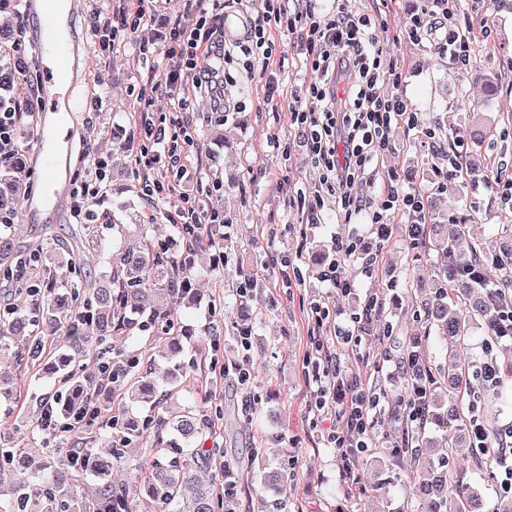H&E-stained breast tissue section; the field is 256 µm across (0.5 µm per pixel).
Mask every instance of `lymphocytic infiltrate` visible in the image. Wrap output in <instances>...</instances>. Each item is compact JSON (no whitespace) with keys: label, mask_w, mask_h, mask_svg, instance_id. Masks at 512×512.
<instances>
[{"label":"lymphocytic infiltrate","mask_w":512,"mask_h":512,"mask_svg":"<svg viewBox=\"0 0 512 512\" xmlns=\"http://www.w3.org/2000/svg\"><path fill=\"white\" fill-rule=\"evenodd\" d=\"M293 2V9L288 10L277 0H262L261 12L249 20L247 40L240 51L252 72L270 63V29L292 35L302 47L311 77L294 93L290 120L302 130L308 155L320 172L311 204L321 207L334 202L348 222L363 217L371 233L382 242L393 233L386 213H406L411 222L405 227V237L417 240L423 222L419 191L388 186L377 200L368 203L353 192L357 183H374L377 165L391 149L393 123L414 122L407 100L397 91L402 72L383 65V51L377 40L378 17L348 11L343 0L329 9L320 0ZM145 18L142 6L133 11L92 10L89 23L98 55L111 57L118 46L130 40L146 47ZM223 34V26L204 8L188 9L170 29L163 77L147 80L135 94L140 118L130 146L135 151L133 174L139 192L148 200L170 204V221L182 229V243L187 248L200 240L205 225L224 221L223 213L201 208L188 173L187 159L196 140L190 132L184 88L189 81L197 89L223 93L222 75L206 63ZM403 36L416 45H434L439 55L462 65L469 63L474 52L475 36L458 28L448 0H425L421 13L411 18ZM34 68L35 62L27 57L21 41L0 46V165L19 152L18 130L23 117L36 115L35 103L42 87L30 79ZM387 78L394 86L390 93L382 89ZM159 98L169 101L168 115L155 114L153 106ZM157 164L164 166L167 178L149 177V170ZM378 402L373 389L338 369L314 394L311 409L315 417L332 415L341 422L340 427L328 432L327 440L337 449L345 475H352L356 461L374 446L369 415ZM469 434L474 451L495 453L503 461L512 458V424L493 437L486 423L474 417Z\"/></svg>","instance_id":"1"}]
</instances>
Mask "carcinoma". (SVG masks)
Returning <instances> with one entry per match:
<instances>
[{
    "mask_svg": "<svg viewBox=\"0 0 512 512\" xmlns=\"http://www.w3.org/2000/svg\"><path fill=\"white\" fill-rule=\"evenodd\" d=\"M23 163L17 156L0 167V211H13L21 193L17 174ZM475 216H465L452 229L443 224H424L416 248L435 258L438 266L454 271L452 284L439 279L422 303L429 329L448 341L452 350L463 343L470 330L479 327L492 335L493 307L487 292L458 270L476 263H487L501 272L504 282L512 283V243L497 248L473 247L467 254L456 251V238L462 236ZM117 232L135 238L138 244L119 253L112 270L96 284L75 282L67 273L89 263V256L80 247L42 254L38 250H19L10 233L0 230V276L9 274L20 260L40 274L26 280L19 297L28 304L10 306L11 314L0 318V351L17 347L15 359H32L19 342L35 339L48 348L42 371L59 374L66 387L63 402L53 405V416L62 421L75 412L93 413L103 393H119L130 406L146 407L157 403L153 382L139 372V362L108 358L102 361L98 374L84 372V361L95 356L94 345L110 348L113 339L133 331L168 336V363L165 379L176 385L186 374L182 361V327L175 324L171 311L153 303V296L162 292L176 303L191 299V291L180 288L183 276L171 254L154 242L145 224H119ZM410 378L408 391L424 407L422 420L406 431L401 445L392 450V457L407 456L430 459L442 444L453 447L466 426L460 403L461 393L474 382L469 366L460 361L448 368V374L430 375L421 368L419 359L407 364ZM0 405L31 408L32 402L13 382L11 371L0 366ZM224 419V407L215 402L205 410H187L180 416L146 415L134 418L123 409L112 412L108 421L113 430L107 453L98 452L87 441L81 447L65 443L66 433L55 434V444L46 451L43 462L31 469L18 448L0 447V470L16 472L11 486L8 512H131L123 490L113 486L111 458L131 448L150 444L152 454L149 473L144 480V512L174 506L173 512H234L235 495L224 494L223 481H201L199 474L225 469L224 448L217 442L210 446L180 448L165 440L169 430L189 442L213 434L216 424ZM446 429L442 440L429 435L426 425ZM261 449H253L249 471L267 486L284 487L282 470L259 461ZM419 471L429 478L426 493L418 504V512H483L478 487L461 475L448 472L440 465ZM92 474L96 484L82 496L73 493L70 476L75 471Z\"/></svg>",
    "mask_w": 512,
    "mask_h": 512,
    "instance_id": "1",
    "label": "carcinoma"
}]
</instances>
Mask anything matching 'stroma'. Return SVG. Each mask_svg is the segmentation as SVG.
Segmentation results:
<instances>
[{
    "instance_id": "1",
    "label": "stroma",
    "mask_w": 512,
    "mask_h": 512,
    "mask_svg": "<svg viewBox=\"0 0 512 512\" xmlns=\"http://www.w3.org/2000/svg\"><path fill=\"white\" fill-rule=\"evenodd\" d=\"M185 0H170L165 10L149 13L146 33L153 41L149 53H140L137 45L118 48L111 59L97 58L93 40H85L82 49L88 58L90 77L74 88L82 101L99 97L112 104L111 109L76 115V129L70 142L69 173L73 188H80L88 171L80 163L81 155L105 157L120 164L122 177L111 181L104 195L93 198L89 207L101 228L102 249L93 265L82 271L85 280L107 270L122 242L113 237L115 224H146L153 238L172 240L178 232L169 223L166 204H154L134 187L130 171L131 157L118 146L131 137L136 116L129 98L132 84L160 73L164 66L165 38L183 11ZM349 9L375 13L386 20L390 31L403 29L412 16L420 13L424 0H345ZM463 31L480 32L489 26L490 38L481 39L471 67L461 69L435 51L407 43L382 41L385 62L402 70L405 79L401 91L415 113L414 127L400 124L392 129V150L379 165L378 177L402 190L429 189L432 183L447 182L441 194L433 223L453 224L459 217L476 213L483 222L475 226L473 238L491 245L512 236V203L487 188L485 181L498 176L512 178V9L493 11L488 0H462L456 14ZM273 58H284L279 78L282 91L267 99L265 80L260 74H246L240 60L224 61L226 74L234 79L225 94L242 107L228 116L226 124L216 121L220 113L207 93L189 95V118L199 149L188 158V170L197 179V196L204 209L224 211L229 223L224 228V251L229 259L219 264L216 250L202 242L182 252L183 269L197 295L195 302L176 305L173 313L189 329L184 339L185 360L191 365L184 383L168 400H161L159 413L169 405L203 409L206 401L223 403L224 420L216 428V437L230 460V481L239 491L236 512H265L273 493L254 481L243 461L249 449L261 448L272 465H285L287 495L282 512H416V486L408 461L395 462L391 451L402 437L406 423L392 403H382L371 414V437L377 444L372 454L360 458L355 470L365 487L363 494L352 496L339 469L336 449L327 443V433L336 426L333 417L312 424L310 401L316 388L308 376L304 360L312 347L310 306L329 296L320 280V271L307 259L310 247L331 250L333 238L359 235L360 259L348 262L347 272L355 288L347 297L335 300L336 323L349 326V317L366 295L377 294L384 312L375 318L358 346L337 345L330 333L321 338L336 355L343 373L357 376L385 388L389 393L405 390L406 374L402 362L404 335L425 330L419 306L424 296L419 282L438 276L427 255L407 243L403 224L408 216L392 213L397 229L388 241L370 235L365 225L344 223L333 204H325L320 222L310 220L309 209L300 207L297 194H311L318 180L312 167L300 129L290 122L294 99L292 92L308 78L301 64L300 49L294 40L275 31L270 35ZM498 77L500 93L485 100L484 79ZM484 113V140L473 146L467 131L476 113ZM436 126L434 140L422 136L423 128ZM232 136L233 148H225V136ZM278 138L287 155H279L269 145ZM459 146L462 156L479 148L483 160V178L448 183L447 168L428 169L426 163L441 151ZM75 223L70 210H63L48 232L27 230L24 221L13 228L17 247H36L61 251L72 246ZM473 238L460 240V251H469ZM375 254L379 267L373 276H365L363 256ZM300 268L301 278L283 279L282 258ZM257 272L261 284L248 299L252 318V347L243 352L232 333L240 271ZM398 326L400 336L389 338L383 330ZM220 330V343L210 333ZM221 362L241 364L251 379L241 382L236 373L217 376L203 368L211 355ZM474 414L488 424L512 423V377L503 376L498 396L479 392ZM34 414L10 413L0 418V445L20 447L32 463H39L42 448L34 444ZM454 467L463 470L484 493L483 512H497L508 493L502 485L504 469L496 462L482 461L468 444L449 449ZM151 457L148 449H132L115 462L113 484L122 486L132 512L140 506V483Z\"/></svg>"
}]
</instances>
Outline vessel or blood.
Returning a JSON list of instances; mask_svg holds the SVG:
<instances>
[{
    "instance_id": "obj_1",
    "label": "vessel or blood",
    "mask_w": 512,
    "mask_h": 512,
    "mask_svg": "<svg viewBox=\"0 0 512 512\" xmlns=\"http://www.w3.org/2000/svg\"><path fill=\"white\" fill-rule=\"evenodd\" d=\"M86 6L87 0H25V19L37 30L36 63L43 78L34 129L43 185L23 197L24 217L30 224L54 223L71 193L68 144L75 115L82 109L71 90L82 76V63L81 39L69 19Z\"/></svg>"
}]
</instances>
